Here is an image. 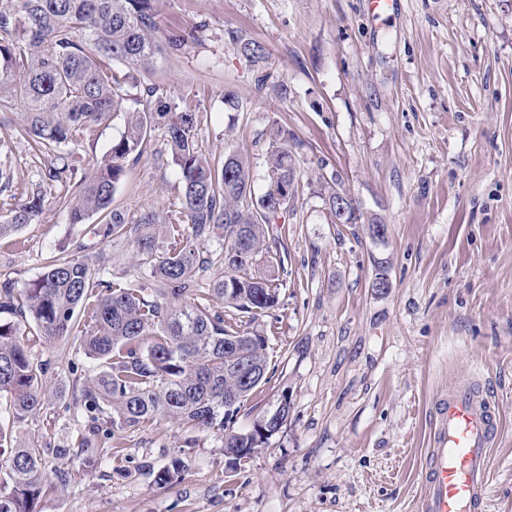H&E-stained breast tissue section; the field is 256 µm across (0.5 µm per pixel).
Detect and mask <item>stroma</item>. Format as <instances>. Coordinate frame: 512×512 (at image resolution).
Masks as SVG:
<instances>
[{
	"label": "stroma",
	"mask_w": 512,
	"mask_h": 512,
	"mask_svg": "<svg viewBox=\"0 0 512 512\" xmlns=\"http://www.w3.org/2000/svg\"><path fill=\"white\" fill-rule=\"evenodd\" d=\"M159 24L195 32L150 79L195 106L202 150L247 155L257 196L276 135L296 156V198L268 229L288 246L279 304L259 322L274 372L236 427L284 397L288 421L235 468L221 435L166 418L88 455L74 406L96 368L72 337L42 344L33 357L49 365L50 394L19 431L54 449L40 512H420L432 407L461 382L500 420L486 512H512V0H401L384 26L366 0H161ZM237 35L267 63H247ZM228 90L239 110L225 109ZM21 112H0L14 178L0 216L47 181L49 160L17 134ZM335 173L357 223H335L322 200ZM73 193L53 189L37 223L0 240V282L24 287L63 244L107 253L113 276L140 275L129 243L97 235L98 218L70 223ZM180 196L155 127L112 206L132 217ZM374 220L385 238L371 236ZM380 273L389 288L375 287ZM174 457L178 480L157 485Z\"/></svg>",
	"instance_id": "obj_1"
}]
</instances>
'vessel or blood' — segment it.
Instances as JSON below:
<instances>
[{"mask_svg": "<svg viewBox=\"0 0 512 512\" xmlns=\"http://www.w3.org/2000/svg\"><path fill=\"white\" fill-rule=\"evenodd\" d=\"M434 421L421 512H484L490 445L498 430L489 400L468 386L451 388L437 402Z\"/></svg>", "mask_w": 512, "mask_h": 512, "instance_id": "b4317fda", "label": "vessel or blood"}]
</instances>
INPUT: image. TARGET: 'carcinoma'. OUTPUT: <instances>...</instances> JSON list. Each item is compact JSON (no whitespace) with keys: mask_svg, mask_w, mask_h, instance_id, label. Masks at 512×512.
Instances as JSON below:
<instances>
[{"mask_svg":"<svg viewBox=\"0 0 512 512\" xmlns=\"http://www.w3.org/2000/svg\"><path fill=\"white\" fill-rule=\"evenodd\" d=\"M157 0H0V110L23 107L19 134L36 156L94 140L112 115L125 113L119 139L88 165L75 151L51 162L48 180L77 187L68 202L69 220L83 224L103 216V239L133 240V259L145 269L137 279L108 276L101 257L72 258L67 248L48 259L24 288L0 283V512H35L46 487V450L39 440L14 435L43 405L46 367L33 350L72 335L83 318L78 350L98 363L82 386L75 408L89 425L81 451L93 452L94 437L120 447V434L165 416L181 425L217 431L224 452L239 464L269 443L272 431L260 420L237 431L241 404L272 378L265 333L241 329L274 310L283 286L286 249L266 242L271 208L288 207L297 170L288 143L267 162L268 187L252 194L249 157L229 153L216 161L196 138V112L187 100L171 106L160 87L142 86L141 73L164 53H177L187 32L158 36ZM239 54L257 66L265 51L257 42L234 37ZM143 93L154 107L131 110L125 101ZM166 128L172 163L182 184L179 203L147 208L129 218L112 208L127 163L139 161L155 125ZM47 191L34 190L9 210L0 238L43 212ZM325 205L337 224L353 223V199L339 182ZM215 251L224 273L209 283L199 272ZM257 363L260 378L247 384L243 362Z\"/></svg>","mask_w":512,"mask_h":512,"instance_id":"obj_1","label":"carcinoma"}]
</instances>
